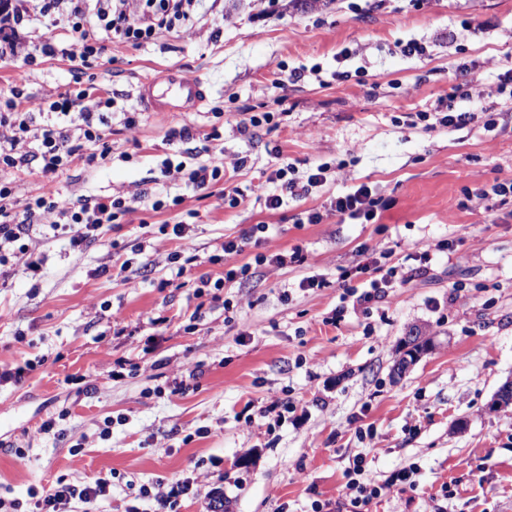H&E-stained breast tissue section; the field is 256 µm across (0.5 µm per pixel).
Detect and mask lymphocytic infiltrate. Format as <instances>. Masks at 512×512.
Returning <instances> with one entry per match:
<instances>
[{
    "instance_id": "lymphocytic-infiltrate-1",
    "label": "lymphocytic infiltrate",
    "mask_w": 512,
    "mask_h": 512,
    "mask_svg": "<svg viewBox=\"0 0 512 512\" xmlns=\"http://www.w3.org/2000/svg\"><path fill=\"white\" fill-rule=\"evenodd\" d=\"M199 0H42L41 15H57L68 23L76 35L75 43L59 46L53 39L20 46L17 40L5 39L0 44V58L24 50L27 61L37 57L61 55L78 66H85L97 52L99 34L113 41L140 45L160 31L184 25L193 26ZM111 98L98 97L93 87H76L57 93L43 118L22 106L18 89L0 92V278L16 275L34 277L43 259L35 245L38 236L47 232H69L73 249H86L102 233L104 226L138 209H162V200L145 191L134 190L124 195L63 199L54 186L59 173L80 165L90 168L105 160L112 152L108 142L112 125ZM36 169L39 178L26 192H19L10 171ZM327 165L309 169L298 175L293 164L283 163L272 178L279 184L278 193L265 198L268 210L279 209L285 197L300 198L322 185ZM165 174L183 180L194 189L204 190L224 177V153L212 152L206 163L193 168L184 164L169 166ZM381 200L368 185L356 186L348 193L334 197L327 212H307L310 224L322 223L325 214L367 222L376 219ZM390 251L368 253L355 267L343 270L338 285L354 306L363 307L383 297L385 289L408 282L412 271L389 263ZM363 279L356 287L354 279ZM364 457H354L347 484L351 512H367L368 505L399 483L411 482L413 469H402L384 482L365 479ZM112 482L99 478L91 483L58 481L46 492L31 491V512H71L73 504H81L82 512H97L98 503L107 497Z\"/></svg>"
}]
</instances>
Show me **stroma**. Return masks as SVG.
Instances as JSON below:
<instances>
[{"instance_id":"35a3bbf8","label":"stroma","mask_w":512,"mask_h":512,"mask_svg":"<svg viewBox=\"0 0 512 512\" xmlns=\"http://www.w3.org/2000/svg\"><path fill=\"white\" fill-rule=\"evenodd\" d=\"M12 4L24 14L19 39L73 43L70 27L40 16L36 0ZM409 42L422 53L404 54ZM99 45L80 77L62 57L0 60V89L22 90L30 107L79 79L110 95L111 156L60 175L57 189L74 199L138 188L165 206L122 217L80 252L67 235L47 236L41 277L0 283V361L38 362L24 388L0 386V497L23 500L32 486L91 483L113 471L99 512H149L136 486L205 472L208 487L171 512H207L212 487L227 512H338L360 454L378 482L418 466L415 486H394L370 512H512V408L488 409L512 378V198L474 195L512 180V98L496 93L512 71V0H203L193 30ZM168 70L203 83L197 111H144L140 81ZM465 81L473 120L425 129L418 113L445 108ZM126 112L136 129L125 128ZM252 112L271 113L270 124L240 134L237 122ZM183 128L196 137L194 154L173 136ZM214 148L224 151L220 183L195 191L163 177L164 159L193 167ZM285 162L301 173L328 164L326 181L267 210L265 195L277 191L269 178ZM361 183L390 204L377 223H298ZM234 187L232 206L224 192ZM181 221L192 225L189 254L204 259L189 265V281L251 266L219 302L197 303L191 284L159 285L160 262L177 246L161 227ZM254 224L269 227L260 249L208 263L225 238ZM403 241L430 252L429 268L330 324L342 304L340 269ZM296 246L304 265L255 262ZM128 259L152 262L146 283L124 282ZM311 275L328 287L299 288ZM113 322L126 336H113ZM415 327L434 345L394 377ZM150 336L158 344L149 352ZM120 357L137 368L110 379ZM180 369L192 376L174 394ZM277 398L291 404L285 417L260 416ZM63 410L67 439L40 432ZM109 412L123 421L104 441ZM368 426L373 438H360Z\"/></svg>"}]
</instances>
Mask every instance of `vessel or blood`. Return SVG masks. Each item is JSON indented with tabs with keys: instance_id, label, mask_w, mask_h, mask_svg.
<instances>
[{
	"instance_id": "b4317fda",
	"label": "vessel or blood",
	"mask_w": 512,
	"mask_h": 512,
	"mask_svg": "<svg viewBox=\"0 0 512 512\" xmlns=\"http://www.w3.org/2000/svg\"><path fill=\"white\" fill-rule=\"evenodd\" d=\"M139 99L152 112L194 111L203 104L205 92L201 82L172 71L145 78L139 88Z\"/></svg>"
}]
</instances>
